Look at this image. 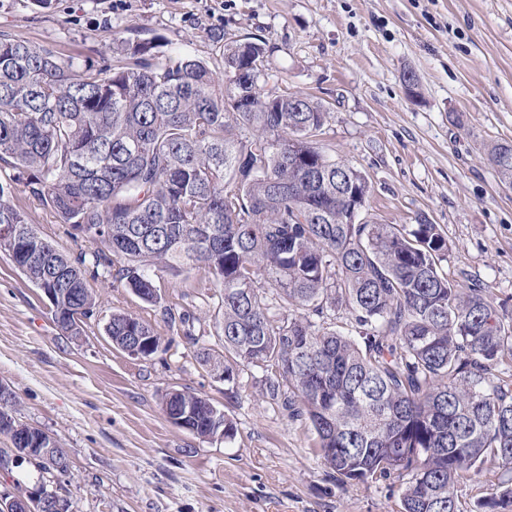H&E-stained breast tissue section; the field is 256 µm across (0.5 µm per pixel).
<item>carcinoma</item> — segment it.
I'll return each instance as SVG.
<instances>
[{
  "instance_id": "obj_1",
  "label": "carcinoma",
  "mask_w": 512,
  "mask_h": 512,
  "mask_svg": "<svg viewBox=\"0 0 512 512\" xmlns=\"http://www.w3.org/2000/svg\"><path fill=\"white\" fill-rule=\"evenodd\" d=\"M156 41L114 38L107 72L63 62L49 48L0 38V162L60 223L92 245L70 259L42 237L0 184L5 247L33 283L36 259L59 271L46 288L69 289L52 307L70 333L94 315L85 276L104 272L154 304L158 267H204L221 288L217 334L224 358L203 361L235 379L259 368L266 392L288 395L310 421L326 463L351 484L406 475L401 512H460L454 487L488 460L512 465V323L485 286L460 287L440 269L448 240L413 228L351 219L370 186L315 142L329 112L288 91L264 92L266 43L224 42L221 66L159 58ZM489 161L512 182V145ZM123 260L112 269V258ZM344 308L358 335L317 326ZM112 343L154 336L114 312ZM201 438L234 437L224 411L175 394ZM512 507V477L476 503Z\"/></svg>"
}]
</instances>
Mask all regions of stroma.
<instances>
[{"mask_svg": "<svg viewBox=\"0 0 512 512\" xmlns=\"http://www.w3.org/2000/svg\"><path fill=\"white\" fill-rule=\"evenodd\" d=\"M217 33L265 40V89L328 108L317 143L366 177L369 214L437 224L449 247L442 270L485 284L512 316V184L488 159L494 144H512V0H55L49 9L0 0V34L79 66L114 65L117 34L216 63ZM11 202L62 253L90 251L23 184ZM155 284L153 305L112 277L88 279L98 309L77 340L0 253V383L16 397V418L49 433L70 463L63 477L28 462L0 472V493L48 484L70 512H400L402 479L343 483L309 421L266 394L261 370L239 366L228 382L202 363V350L224 351L208 270H161ZM168 308L181 322L168 323ZM115 312L148 323L157 352L137 359L113 346L105 327ZM173 390L224 410L234 437L202 439L173 424L163 410ZM506 475L497 460L464 474L461 512Z\"/></svg>", "mask_w": 512, "mask_h": 512, "instance_id": "stroma-1", "label": "stroma"}]
</instances>
